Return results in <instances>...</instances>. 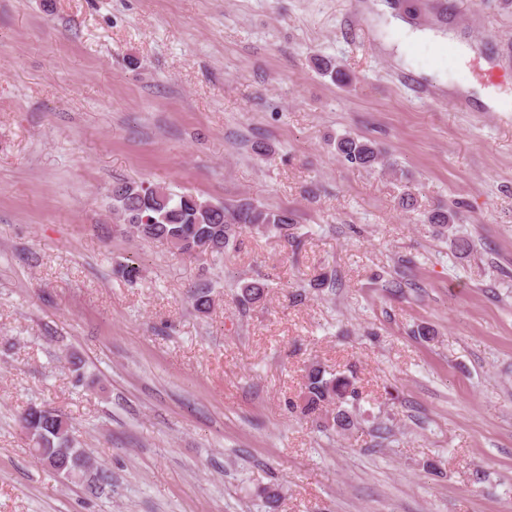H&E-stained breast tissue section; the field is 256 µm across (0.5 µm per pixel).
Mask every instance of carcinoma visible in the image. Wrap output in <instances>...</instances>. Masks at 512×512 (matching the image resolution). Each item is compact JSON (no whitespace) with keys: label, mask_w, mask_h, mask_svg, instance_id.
I'll return each instance as SVG.
<instances>
[{"label":"carcinoma","mask_w":512,"mask_h":512,"mask_svg":"<svg viewBox=\"0 0 512 512\" xmlns=\"http://www.w3.org/2000/svg\"><path fill=\"white\" fill-rule=\"evenodd\" d=\"M336 149L346 161L364 168L383 162L372 142L351 135L340 138ZM112 208L141 236L161 240L175 253L196 259L200 258L199 243H207L205 256H220L247 230L286 240L294 238L295 219L287 209L271 210L249 200L235 205L214 204L194 194H175L159 184L115 185ZM456 218L458 213L451 208H436L427 215L428 223L437 225L442 232ZM266 288L268 284L260 277L240 285L242 304L261 301ZM359 400L354 377L329 372L317 362L308 367L300 405L302 415L316 417L324 428L344 434L357 425ZM21 422L34 442L37 459L46 468L62 466L71 477L83 473L79 459L85 451L72 447V424L67 415L31 406Z\"/></svg>","instance_id":"carcinoma-1"}]
</instances>
